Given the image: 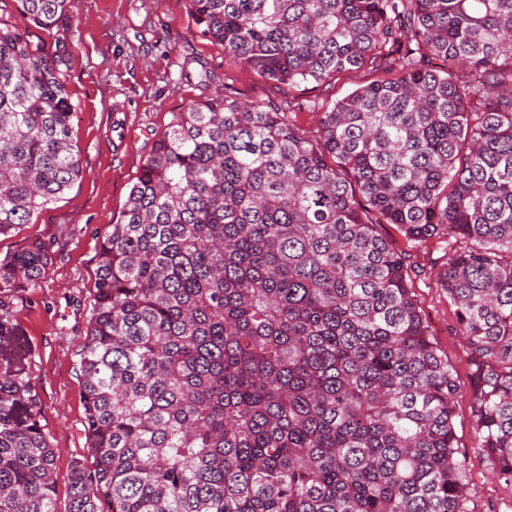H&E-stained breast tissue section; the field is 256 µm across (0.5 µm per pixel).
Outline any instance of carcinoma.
I'll return each mask as SVG.
<instances>
[{
    "label": "carcinoma",
    "instance_id": "carcinoma-1",
    "mask_svg": "<svg viewBox=\"0 0 512 512\" xmlns=\"http://www.w3.org/2000/svg\"><path fill=\"white\" fill-rule=\"evenodd\" d=\"M277 85L392 73L321 113L191 103L99 253L79 369L92 462L69 512H473L457 376L382 233L436 241L466 337L474 442L512 485V0H187ZM0 20V235L77 179L74 0ZM48 245L0 257L7 300ZM25 368H0V512H55V449Z\"/></svg>",
    "mask_w": 512,
    "mask_h": 512
}]
</instances>
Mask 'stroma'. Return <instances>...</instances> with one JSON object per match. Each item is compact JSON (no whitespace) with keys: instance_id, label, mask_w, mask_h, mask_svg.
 <instances>
[{"instance_id":"35a3bbf8","label":"stroma","mask_w":512,"mask_h":512,"mask_svg":"<svg viewBox=\"0 0 512 512\" xmlns=\"http://www.w3.org/2000/svg\"><path fill=\"white\" fill-rule=\"evenodd\" d=\"M65 37L73 52L67 88L76 107L73 141L80 176L30 223L0 237V256L35 239L50 246L47 277L14 294L11 316L41 400L40 422L56 450V512L69 510L74 462L91 459L79 359L100 247L155 140L177 112L221 91L275 106L315 138L323 108L375 78L361 70L327 89L313 83L275 85L226 56L221 43L201 36L185 0H76V19ZM385 233L413 254L418 266L413 293L460 383L455 429L468 462L470 505L475 512H512V488L492 477L488 459L473 443L466 342L437 282L434 261L440 252L431 242L411 244L395 225H386Z\"/></svg>"}]
</instances>
